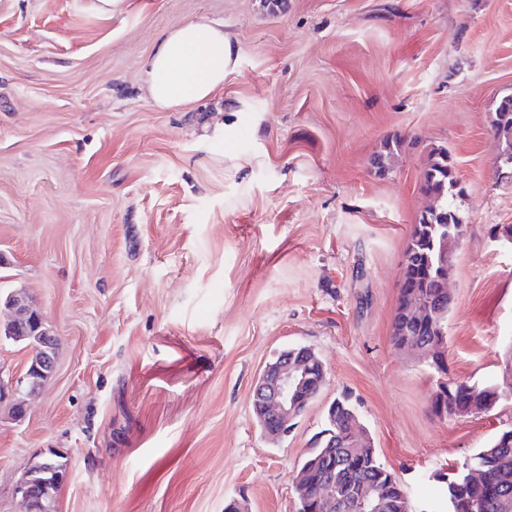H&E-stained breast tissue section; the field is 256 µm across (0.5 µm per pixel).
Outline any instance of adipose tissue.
<instances>
[{"mask_svg": "<svg viewBox=\"0 0 512 512\" xmlns=\"http://www.w3.org/2000/svg\"><path fill=\"white\" fill-rule=\"evenodd\" d=\"M235 59L223 24L206 19L185 22L165 31L145 61L144 90L162 109L197 103L223 87Z\"/></svg>", "mask_w": 512, "mask_h": 512, "instance_id": "1", "label": "adipose tissue"}]
</instances>
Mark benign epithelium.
<instances>
[{
	"instance_id": "7a95c632",
	"label": "benign epithelium",
	"mask_w": 512,
	"mask_h": 512,
	"mask_svg": "<svg viewBox=\"0 0 512 512\" xmlns=\"http://www.w3.org/2000/svg\"><path fill=\"white\" fill-rule=\"evenodd\" d=\"M0 306L12 310L13 316L0 322V337L15 342L29 341L31 356L24 374L18 379H0V404L12 401V415L20 419L25 411V400L18 397L21 389L38 391L52 376L56 366L57 338L42 315L23 296L11 293L0 298ZM401 350L436 363H443L444 345L433 342L421 346L408 339ZM310 360L295 358L283 352L265 365L252 390L253 407L262 417L275 423L270 437H283L291 422L300 415L299 396L312 384ZM69 473L68 457L57 451L42 453L34 458L19 482L17 493L25 503V512H56L59 491L65 486ZM334 476H322L321 487L312 497L318 512H335L336 493L331 491Z\"/></svg>"
}]
</instances>
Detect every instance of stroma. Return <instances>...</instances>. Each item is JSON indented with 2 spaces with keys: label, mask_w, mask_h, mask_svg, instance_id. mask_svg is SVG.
Listing matches in <instances>:
<instances>
[{
  "label": "stroma",
  "mask_w": 512,
  "mask_h": 512,
  "mask_svg": "<svg viewBox=\"0 0 512 512\" xmlns=\"http://www.w3.org/2000/svg\"><path fill=\"white\" fill-rule=\"evenodd\" d=\"M224 25L235 68L209 99L156 108L161 35ZM512 94V0H0V292L58 339L22 420L0 404V512L35 456L66 451L58 512H296L290 476L348 396L418 506L512 426V402L442 419L432 373L391 341L426 150L462 187L445 366L512 380V179L492 114ZM407 137L389 172L372 157ZM311 348L318 397L269 443L253 384Z\"/></svg>",
  "instance_id": "1"
}]
</instances>
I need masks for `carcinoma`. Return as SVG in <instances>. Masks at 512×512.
<instances>
[{
    "label": "carcinoma",
    "instance_id": "1",
    "mask_svg": "<svg viewBox=\"0 0 512 512\" xmlns=\"http://www.w3.org/2000/svg\"><path fill=\"white\" fill-rule=\"evenodd\" d=\"M492 127L500 145L499 174H512V94L502 97L495 109ZM404 139L393 137L386 153L377 155L373 166L380 172L387 168L386 158L399 152ZM452 157L445 146H433L426 154L421 191L433 204L412 225L403 254L401 283L391 340L394 346L405 337L415 336L429 344L447 335L450 299L439 288V279L450 271L449 254L460 220L451 199L458 193ZM508 399L495 384L478 385L457 382L449 397H431V410L445 408L448 418L478 412L490 413ZM365 432L355 408L348 399L337 398L327 409L325 436L310 449L302 466L316 469L313 478L320 485L327 471L336 474V498L355 501L358 489L369 484L383 503L381 512H414L410 497L397 476L384 466L365 438L362 448H345L350 424ZM336 447H330L331 440ZM448 512H512V429L500 432L486 447L478 449L452 476L445 489Z\"/></svg>",
    "mask_w": 512,
    "mask_h": 512
}]
</instances>
